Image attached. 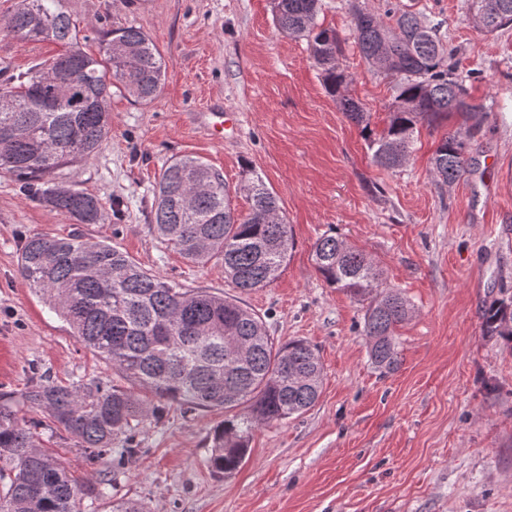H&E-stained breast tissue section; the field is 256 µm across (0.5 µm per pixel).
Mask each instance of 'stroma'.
I'll list each match as a JSON object with an SVG mask.
<instances>
[{
  "instance_id": "stroma-1",
  "label": "stroma",
  "mask_w": 512,
  "mask_h": 512,
  "mask_svg": "<svg viewBox=\"0 0 512 512\" xmlns=\"http://www.w3.org/2000/svg\"><path fill=\"white\" fill-rule=\"evenodd\" d=\"M64 5L101 31L140 28L164 65L157 96L141 103L113 92L101 152L55 174L101 199L100 223H77L22 195L0 172V393L24 392L37 370L67 383L114 384L162 409L140 427L141 454L122 464L89 460L69 435L39 426L77 483L81 512H110L127 499L153 512H512V343L486 335L482 317L485 302L512 297V27L484 34L467 0H322L317 22L341 38L347 93L370 112L374 130L385 126L394 82L361 57L353 6L380 17L420 13L457 48L460 70L478 73L469 91L484 112L419 125L406 163L386 169L326 92L307 39L276 27L271 0ZM58 51L0 33V81ZM220 108L238 123L218 137L201 115ZM455 131L469 139L468 171L445 185L431 158ZM186 156L223 173L240 214L249 211L242 186L250 173L277 196L294 248L270 286L238 293L220 262L190 263L156 237L155 180ZM33 233L105 238L182 287L237 296L275 340L302 338L318 349V402L300 417L256 426L238 472L214 475L211 435L223 411L182 414L85 348L20 277L21 247ZM326 234L369 255L385 286L410 301L394 370L369 358L364 304L318 272L314 246ZM104 476L111 488L99 497Z\"/></svg>"
}]
</instances>
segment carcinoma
<instances>
[{"label": "carcinoma", "mask_w": 512, "mask_h": 512, "mask_svg": "<svg viewBox=\"0 0 512 512\" xmlns=\"http://www.w3.org/2000/svg\"><path fill=\"white\" fill-rule=\"evenodd\" d=\"M321 0H273L277 28L308 39L322 67L327 92L361 127L373 161L401 166L417 126L450 112L472 115L471 101L457 74L453 51L444 49L435 28L419 14L386 11L382 18L361 8L351 14L356 44L378 71L398 79L385 128H371V115L345 95L350 77L339 70L342 42L336 31L316 23ZM478 27L493 33L512 25V0H472ZM0 31L26 41L61 46L52 60L71 78L61 95L42 84L44 62L0 83L12 104L0 107V171L23 191L81 224H97L104 205L88 192L60 185L53 175L87 161L102 148L112 126L109 103L117 87L138 102L158 93L164 76L159 53L138 28H112L99 55L86 53L79 24L62 0H19ZM469 142L457 132L443 136L433 154V171L450 184L467 172ZM247 215L232 207L224 176L204 161L183 157L165 166L156 183L152 227L185 260L205 265L216 259L233 287L264 288L276 281L293 248L290 225L277 197L255 175L246 185ZM327 284L369 301L363 333L378 368L397 364L396 327L411 314L408 301L383 287L371 258L333 235L314 249ZM22 280L74 329L82 344L159 399L183 412L224 410L212 435L208 467L217 475L237 471L249 453L255 424L285 421L317 403L323 367L317 350L302 339L276 342L265 320L237 299L206 288H183L149 272L105 240L80 234L25 237L19 260ZM487 334L512 342V300L496 298L485 309ZM24 408L46 415L91 456L120 460L139 453L131 431L160 417L132 391L102 382L62 385L43 376L19 397L0 394V512H78V490L65 467L20 422Z\"/></svg>", "instance_id": "1"}]
</instances>
